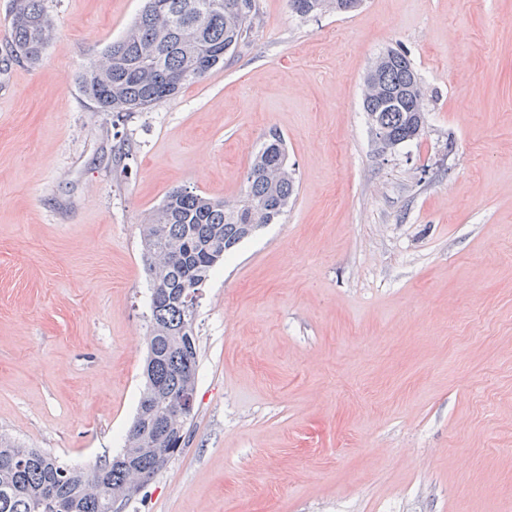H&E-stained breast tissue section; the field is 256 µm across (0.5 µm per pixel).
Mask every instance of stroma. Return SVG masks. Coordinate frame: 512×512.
Returning <instances> with one entry per match:
<instances>
[{
    "instance_id": "1",
    "label": "stroma",
    "mask_w": 512,
    "mask_h": 512,
    "mask_svg": "<svg viewBox=\"0 0 512 512\" xmlns=\"http://www.w3.org/2000/svg\"><path fill=\"white\" fill-rule=\"evenodd\" d=\"M0 0V434L119 454L150 332L140 226L175 188L234 201L269 131L297 191L198 299L185 442L123 512H512V0L259 16L223 67L122 119L74 77L143 0H46L38 65ZM426 91L382 152L387 49ZM381 56L382 61L376 59L374 66L379 64L365 75L362 104L371 127L375 124L383 132L382 150L391 151L420 136L425 92L405 53L390 49Z\"/></svg>"
}]
</instances>
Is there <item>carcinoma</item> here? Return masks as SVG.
<instances>
[{"label":"carcinoma","mask_w":512,"mask_h":512,"mask_svg":"<svg viewBox=\"0 0 512 512\" xmlns=\"http://www.w3.org/2000/svg\"><path fill=\"white\" fill-rule=\"evenodd\" d=\"M362 0H288L292 13L348 14ZM258 17L256 0H146L123 35L107 44L76 76L84 97L116 117L145 112L200 81L231 55ZM54 35L45 0H13L10 56L38 64ZM424 87L407 55L396 49L364 78L363 110L384 135L382 150L417 139L423 129ZM283 137L269 133L246 175L245 197L230 203L196 191H170L141 225L149 280L151 329L145 384L126 447L91 469L0 435V512H111L112 493L134 480L150 481L184 440L186 423L173 419L183 395L195 390L198 347L190 295L257 224H274L295 194Z\"/></svg>","instance_id":"obj_1"}]
</instances>
